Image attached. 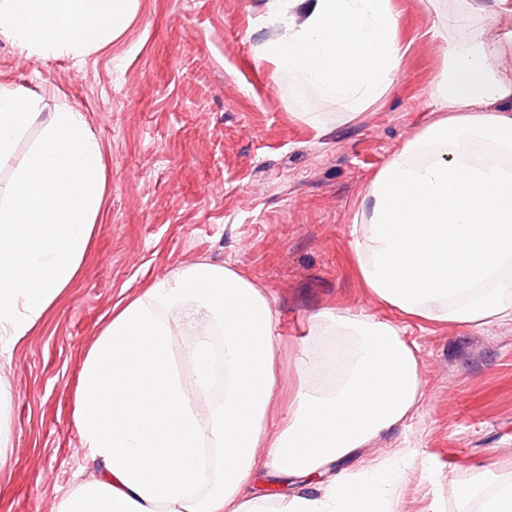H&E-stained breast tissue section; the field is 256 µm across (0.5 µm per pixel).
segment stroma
<instances>
[{"label": "stroma", "mask_w": 512, "mask_h": 512, "mask_svg": "<svg viewBox=\"0 0 512 512\" xmlns=\"http://www.w3.org/2000/svg\"><path fill=\"white\" fill-rule=\"evenodd\" d=\"M267 4L138 0L118 39L80 57L29 54L0 38V84L29 90L42 117L82 112L107 181L76 282L0 364L12 436L0 512H58L76 474L94 475L74 420L82 360L113 304L155 279L206 261L275 297L277 421L315 314L397 319L364 286L353 226L394 151L437 120L429 94L456 32L435 26L433 0H391L403 54L389 90L356 112L315 95L300 110L287 76L257 58L278 30ZM406 334L419 348L423 404L347 466L417 449L399 489L405 512H458L476 471L512 477V323L410 320Z\"/></svg>", "instance_id": "1"}]
</instances>
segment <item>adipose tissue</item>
<instances>
[{"label":"adipose tissue","instance_id":"obj_1","mask_svg":"<svg viewBox=\"0 0 512 512\" xmlns=\"http://www.w3.org/2000/svg\"><path fill=\"white\" fill-rule=\"evenodd\" d=\"M443 25L459 31L431 98L441 117L396 151L372 180L354 245L371 295L401 314L481 327L512 321V174L468 161L477 136L512 153V70L504 43L473 31L512 14V0H462ZM136 0H0V36L29 53L84 54L118 39ZM282 20L259 58L301 95L358 111L389 89L402 53L387 0H271ZM43 135L0 199V360L74 281L104 191L99 143L78 112L40 120L24 90L0 85V158L35 123ZM192 334L184 378L173 337ZM310 335L344 336L339 373L313 386L328 352L300 359L288 420L269 423L279 344L270 292L231 267L199 263L121 300L87 351L74 417L91 462L58 512H403L398 486L416 451L378 467L337 464L412 419L424 393L418 346L398 324L325 310ZM295 484L273 506L250 493L259 472ZM462 508L512 512V478L479 472Z\"/></svg>","mask_w":512,"mask_h":512}]
</instances>
